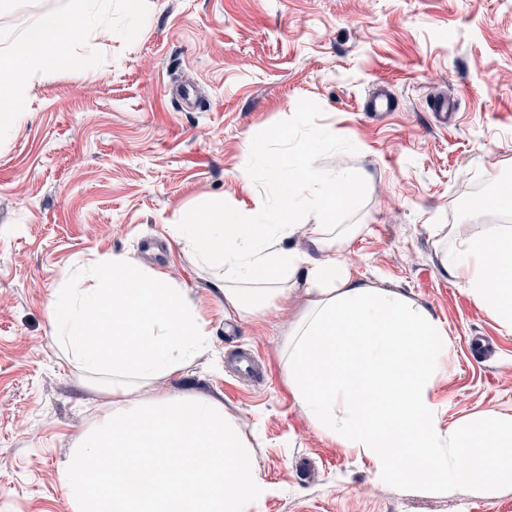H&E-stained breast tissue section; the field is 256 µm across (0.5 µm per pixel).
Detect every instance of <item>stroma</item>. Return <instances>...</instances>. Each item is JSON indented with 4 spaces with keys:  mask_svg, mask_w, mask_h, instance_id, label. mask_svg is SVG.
Returning <instances> with one entry per match:
<instances>
[{
    "mask_svg": "<svg viewBox=\"0 0 512 512\" xmlns=\"http://www.w3.org/2000/svg\"><path fill=\"white\" fill-rule=\"evenodd\" d=\"M111 37L30 90L31 117L0 121V512H71L57 466L107 408L59 352L48 305L109 255L182 288L206 352L162 387L219 399L267 486L251 512H512V485L442 490L382 479L319 432L287 379L288 329L307 296L249 319L224 306L167 227L221 200L272 194L243 151L314 150L357 177L336 212L359 225L350 271L408 296L447 329L429 390L443 427L512 414V332L444 271L443 241L478 225L512 183V0H112ZM397 100L367 112L377 84ZM452 97L448 123L430 112ZM252 179H243L246 168ZM492 352L473 361L470 344ZM255 354V371L237 357Z\"/></svg>",
    "mask_w": 512,
    "mask_h": 512,
    "instance_id": "1",
    "label": "stroma"
}]
</instances>
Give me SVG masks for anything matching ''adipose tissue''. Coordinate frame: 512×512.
<instances>
[{
	"mask_svg": "<svg viewBox=\"0 0 512 512\" xmlns=\"http://www.w3.org/2000/svg\"><path fill=\"white\" fill-rule=\"evenodd\" d=\"M112 0H60L22 38L0 27V119L22 120L28 91L55 72ZM276 188L250 211L215 202L169 227L206 269L227 307L247 318L280 307L304 279L305 312L288 332V385L322 433L369 458L379 476L404 482L481 486L488 474L512 484V415L487 413L442 427L431 382L447 352V331L400 293L350 273L343 250L358 232L335 223L352 198L344 173L327 175L314 155H266ZM315 248L290 247L302 211ZM473 300L512 330V227L480 229L443 257ZM49 316L61 354L108 410L78 437L59 466L72 512H245L266 485L246 441L215 398L175 396L160 378L209 347L184 291L115 256L60 289Z\"/></svg>",
	"mask_w": 512,
	"mask_h": 512,
	"instance_id": "ef3b65f1",
	"label": "adipose tissue"
}]
</instances>
